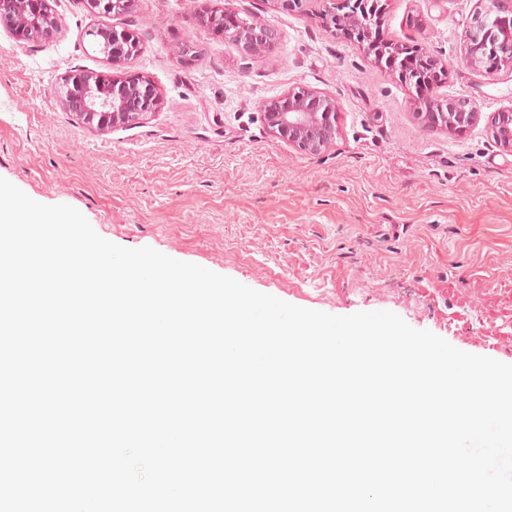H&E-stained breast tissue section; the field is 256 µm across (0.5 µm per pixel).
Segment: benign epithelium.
Wrapping results in <instances>:
<instances>
[{"label":"benign epithelium","instance_id":"benign-epithelium-1","mask_svg":"<svg viewBox=\"0 0 512 512\" xmlns=\"http://www.w3.org/2000/svg\"><path fill=\"white\" fill-rule=\"evenodd\" d=\"M310 1L319 4L316 16L329 27H345L360 42L377 47L376 59L407 84L414 86L408 62L395 50L376 46L372 39L375 19L383 10L381 0H342L344 20L336 18L335 0H280L290 8L301 9ZM92 13L122 14L136 10L139 0H83ZM512 17V0H478L466 41V60L474 69L512 71V40L501 31ZM0 23L8 27L18 43L42 42L60 36L64 24L51 8L49 0H0ZM114 67H122L141 50L136 34L114 27H96L89 31ZM277 32L253 18H244L238 27L224 34L243 54L261 57L271 51ZM66 92L58 95L61 109L70 112L100 135L128 128L151 113L158 102L152 83L143 76L104 82L93 73L72 74L65 78ZM433 109L421 113L425 123L450 134L465 131L480 119L473 103L465 98H432ZM264 119L269 131L288 145L305 153L319 154L336 140V115L339 104L326 91L295 87L265 104ZM499 143L512 149V111L492 118Z\"/></svg>","mask_w":512,"mask_h":512}]
</instances>
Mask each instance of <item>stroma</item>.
<instances>
[{"label":"stroma","instance_id":"35a3bbf8","mask_svg":"<svg viewBox=\"0 0 512 512\" xmlns=\"http://www.w3.org/2000/svg\"><path fill=\"white\" fill-rule=\"evenodd\" d=\"M65 30L16 43L0 26V177L33 200L79 210L103 238L149 246L290 304L333 315L391 311L459 350L512 364V150L493 133L512 110V71L465 60L476 0H386L385 38L436 55L444 98L480 121L425 125L411 88L355 41L276 0H230L276 30L250 57L195 23L197 0H141L95 15L53 0ZM135 32L120 68L91 28ZM189 45L188 55L177 52ZM92 72L150 79L159 105L108 135L55 99ZM296 86L335 95L334 145L317 155L274 137L263 105Z\"/></svg>","mask_w":512,"mask_h":512}]
</instances>
